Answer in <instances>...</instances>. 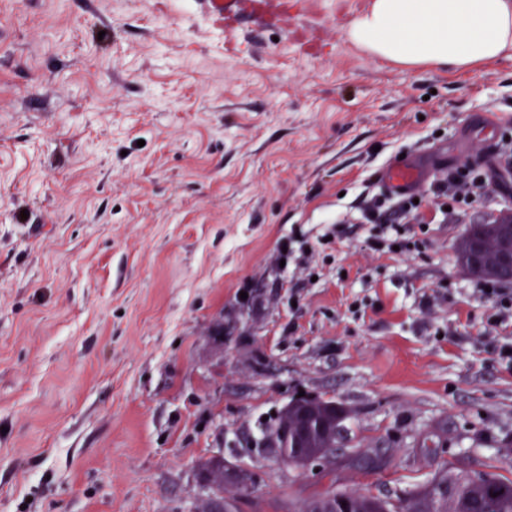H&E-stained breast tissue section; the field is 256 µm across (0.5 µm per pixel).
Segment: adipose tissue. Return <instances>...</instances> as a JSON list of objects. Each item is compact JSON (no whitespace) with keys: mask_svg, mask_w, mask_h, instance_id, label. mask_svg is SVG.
<instances>
[{"mask_svg":"<svg viewBox=\"0 0 512 512\" xmlns=\"http://www.w3.org/2000/svg\"><path fill=\"white\" fill-rule=\"evenodd\" d=\"M348 38L407 68L512 58V0H372Z\"/></svg>","mask_w":512,"mask_h":512,"instance_id":"1","label":"adipose tissue"}]
</instances>
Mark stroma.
<instances>
[{
    "mask_svg": "<svg viewBox=\"0 0 512 512\" xmlns=\"http://www.w3.org/2000/svg\"><path fill=\"white\" fill-rule=\"evenodd\" d=\"M287 3L0 0V512H205L214 456L239 512L512 480V325L457 258L512 213V151L468 133L512 137V59L407 69L348 39L372 0ZM401 157L489 174L407 253L361 217ZM301 396L347 415L293 467L261 441ZM205 12L224 22V18H233L245 3H250L256 19L260 22L265 20V12L260 2L244 0H198ZM224 461V457L214 456L202 468L204 480L208 483L213 495L212 500H223V502L224 484L228 488L242 493L249 492L254 487V475L251 470L238 464L226 462L224 475Z\"/></svg>",
    "mask_w": 512,
    "mask_h": 512,
    "instance_id": "obj_1",
    "label": "stroma"
}]
</instances>
